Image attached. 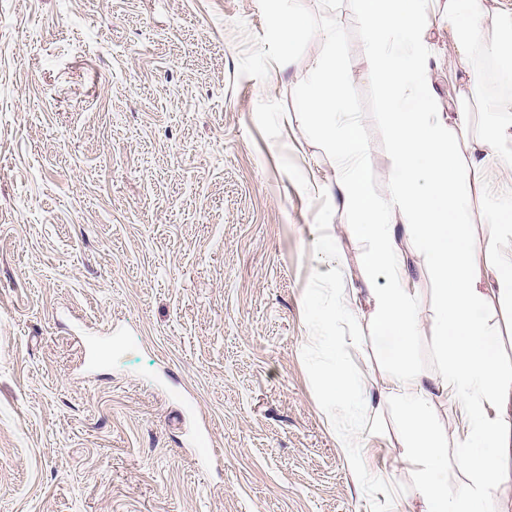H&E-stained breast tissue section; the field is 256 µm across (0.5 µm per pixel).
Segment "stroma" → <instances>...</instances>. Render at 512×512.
Here are the masks:
<instances>
[{"label": "stroma", "instance_id": "35a3bbf8", "mask_svg": "<svg viewBox=\"0 0 512 512\" xmlns=\"http://www.w3.org/2000/svg\"><path fill=\"white\" fill-rule=\"evenodd\" d=\"M303 58L341 26L349 103L382 190L379 90L355 0H300ZM271 0H0V512H404L403 432L381 406L338 447L307 353V291L362 249L311 183L304 67L280 72ZM413 365L436 371L420 278ZM116 336L94 366L91 338ZM377 376L383 344L336 330Z\"/></svg>", "mask_w": 512, "mask_h": 512}]
</instances>
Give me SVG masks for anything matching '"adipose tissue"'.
<instances>
[{"label":"adipose tissue","instance_id":"ef3b65f1","mask_svg":"<svg viewBox=\"0 0 512 512\" xmlns=\"http://www.w3.org/2000/svg\"><path fill=\"white\" fill-rule=\"evenodd\" d=\"M446 5L448 49L461 74L462 98L437 105L433 71L439 59L431 18ZM367 75L380 92L387 130L388 173L375 192L371 147L348 100V74L333 49L341 28L319 30L327 56L305 60L300 130L331 158L335 178L326 190L348 214L349 238L363 242L358 284L336 290L330 305L310 311L313 341L329 345L338 319L365 321L387 342L381 374L385 398L405 434L397 464L418 481L422 512H502L493 497L504 478L500 456L512 446V379L500 370L487 316L491 305L512 308V184L490 188V177L512 170V95L491 102L492 118L470 126L463 98L483 99L481 71L512 87V12L501 0H357ZM481 202L496 240L479 241L468 219ZM416 253L434 283L433 330L443 353L438 372L411 366L408 346L420 328V288L409 269ZM323 407L336 440L360 457L379 420L363 396L368 385L349 370L318 372ZM450 400L453 437L439 430L433 406ZM467 481L448 488L449 456Z\"/></svg>","mask_w":512,"mask_h":512}]
</instances>
